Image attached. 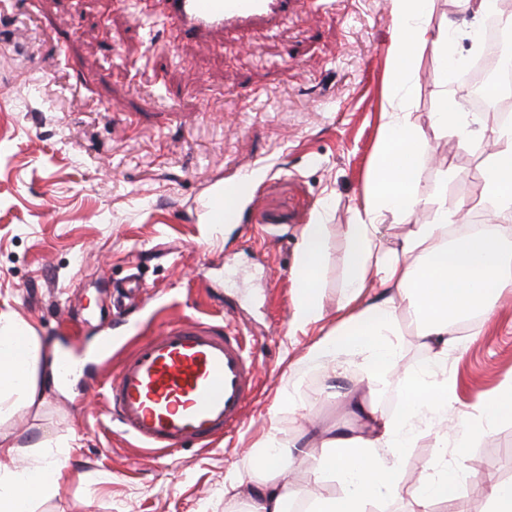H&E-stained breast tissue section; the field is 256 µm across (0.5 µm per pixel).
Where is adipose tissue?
<instances>
[{
    "label": "adipose tissue",
    "mask_w": 512,
    "mask_h": 512,
    "mask_svg": "<svg viewBox=\"0 0 512 512\" xmlns=\"http://www.w3.org/2000/svg\"><path fill=\"white\" fill-rule=\"evenodd\" d=\"M392 19L390 53L393 67L392 90H399L404 79L402 60L413 57L431 39L428 0H388ZM444 91L432 123L437 128L476 142L478 119L474 112H453ZM497 149L485 164L487 191L471 201L470 209L491 212L499 218L512 214V125L496 131ZM425 146L414 138L403 116L391 113L371 189L361 208L355 209L345 225L348 243L346 271L347 316L337 320L308 349V362L320 366L328 380L344 374V356L359 357L369 383L382 382L400 363L392 339L393 321L399 302H407L422 343L432 353L430 365L403 376L406 391L401 399L399 418H385L365 411L357 391H350L352 408L362 412L369 424L366 434L352 435L325 428L320 432L323 447L331 457L311 459L305 433L280 439L276 424H269L261 447L264 475L254 479L239 474L224 484L230 501H244L248 512H287L292 493L288 461L306 463L312 473L337 472L347 491L342 500L329 498L315 502L311 512H370L371 506L392 494V475L398 450L404 447L414 425L447 402L453 381L448 376V355L461 352L457 336L459 322L473 313L493 311L499 298L512 291V254L507 253L499 233L476 234L449 239L448 227L456 218L447 206L433 212L431 222L416 225L400 250H388L378 224L386 213L400 216L422 206L413 191L416 161ZM328 241V227L322 223L304 225L294 272L297 290L293 323L300 327L320 323L325 311L317 281ZM42 357L41 346L30 327L0 314V416L18 402L33 403L38 392L34 370ZM480 422L470 417L459 423V438L467 440L474 428L492 429L505 413L512 411V383L479 403ZM64 465L47 455L26 470L0 469V512H30L34 498L57 492ZM473 476L466 464L440 474H422L413 487L420 512H432L436 503L448 500L460 485Z\"/></svg>",
    "instance_id": "adipose-tissue-1"
}]
</instances>
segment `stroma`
I'll return each instance as SVG.
<instances>
[{
    "instance_id": "35a3bbf8",
    "label": "stroma",
    "mask_w": 512,
    "mask_h": 512,
    "mask_svg": "<svg viewBox=\"0 0 512 512\" xmlns=\"http://www.w3.org/2000/svg\"><path fill=\"white\" fill-rule=\"evenodd\" d=\"M144 10L145 0H0V311L32 327L44 353L69 349L87 364L67 383L38 375L35 403L0 418V436L17 448L13 467L44 449L66 461L57 493L33 512H229L224 484L256 472L268 418L287 437L305 419L362 433L360 416L343 395L324 393L323 370L305 356L345 304L340 227L368 190L382 126L404 113L427 146L415 183L427 208L381 219L393 249L431 221L439 182L449 209L476 198L498 126L481 113L476 148L431 121L440 65L457 74L482 50L466 35L462 0H432L428 24L448 38L450 60L425 46L394 101L386 0H296L274 30L203 45L169 24L138 25ZM235 185L234 207L212 222L216 191ZM317 219L330 227L319 272L325 319L302 329L291 324L293 272L300 230ZM131 276L147 305L127 332L114 302ZM503 302L459 325L465 352L448 356L457 380L448 411L401 449L396 492L378 512H414L411 488L431 463L487 458L447 512H484L489 489L512 480V416L464 442L453 432L461 414L512 382V294ZM186 316L226 320L261 367L241 432L152 459L116 432L102 383L140 337ZM393 330L395 389L367 397L388 418L403 371L431 360L406 310ZM107 335L112 355L101 358Z\"/></svg>"
}]
</instances>
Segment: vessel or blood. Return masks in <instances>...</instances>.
I'll list each match as a JSON object with an SVG mask.
<instances>
[{"mask_svg": "<svg viewBox=\"0 0 512 512\" xmlns=\"http://www.w3.org/2000/svg\"><path fill=\"white\" fill-rule=\"evenodd\" d=\"M293 0H151L148 12L205 41L256 25L277 26ZM257 363L243 337L183 318L137 343L109 382L107 401L122 434L147 451L208 443L245 425Z\"/></svg>", "mask_w": 512, "mask_h": 512, "instance_id": "b4317fda", "label": "vessel or blood"}]
</instances>
